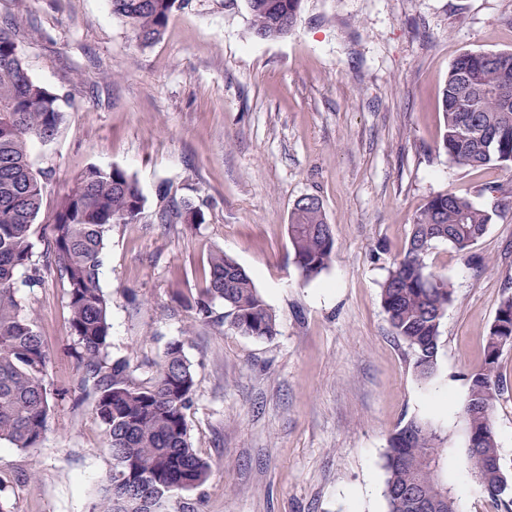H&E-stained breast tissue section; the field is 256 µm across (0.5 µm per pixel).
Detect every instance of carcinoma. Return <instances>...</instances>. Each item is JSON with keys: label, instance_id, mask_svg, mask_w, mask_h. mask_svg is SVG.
Returning a JSON list of instances; mask_svg holds the SVG:
<instances>
[{"label": "carcinoma", "instance_id": "cac0c4a2", "mask_svg": "<svg viewBox=\"0 0 512 512\" xmlns=\"http://www.w3.org/2000/svg\"><path fill=\"white\" fill-rule=\"evenodd\" d=\"M112 15L141 48L159 42L171 15L188 0H109ZM303 0H247L251 34L260 41L287 36L296 26ZM467 52L448 71L441 98L445 122L442 149L455 164H495L512 172V52ZM63 119L61 98L28 73L15 31L0 27V440L37 448L48 431L56 393L47 382L50 353L26 312L25 293L41 283V271L59 273L66 288L72 349L78 361L76 387L91 391L92 413L103 427L112 464L92 512H169L172 498L202 486L211 466L192 440L187 411L196 392L195 371L183 344L172 341L150 375L140 365L112 359L109 300L100 285L103 251L116 224H132L146 198L138 181L114 165L91 164L74 179L54 212L40 221L42 188L31 159L36 143L52 140ZM492 135L489 145L481 132ZM160 223L177 218L191 227L204 214L190 202L161 204ZM492 214L468 197L448 191L425 204L412 219L403 254L390 263L381 283V305L393 334L413 355L418 377L437 367L440 328L452 301L451 284L428 271L425 258L446 242L464 258L486 233ZM288 236L293 259L307 279L319 276L336 257L331 225L322 204L292 208ZM227 308L223 322L244 336L276 335V316L250 275L216 250L210 254L205 285L194 298V321H212L213 306ZM512 340V292H504L489 329L484 360L469 376L460 409L468 438V471L483 492L512 512L504 499L508 480L501 466L494 409L508 387L498 370ZM430 422L413 419L389 438L384 454L388 512H419L413 498L435 512H458V499L444 476L445 445Z\"/></svg>", "mask_w": 512, "mask_h": 512}]
</instances>
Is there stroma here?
Instances as JSON below:
<instances>
[{
    "instance_id": "1",
    "label": "stroma",
    "mask_w": 512,
    "mask_h": 512,
    "mask_svg": "<svg viewBox=\"0 0 512 512\" xmlns=\"http://www.w3.org/2000/svg\"><path fill=\"white\" fill-rule=\"evenodd\" d=\"M19 27L31 77L65 102L55 139L32 150L51 214L91 164L116 165L146 197L103 254L111 355L150 374L168 342L184 343L196 373L190 434L211 464L207 482L178 494L191 512H387L384 453L391 434L426 418L448 435L447 477L459 512H499L465 466L458 410L501 296L512 287V179L501 168L451 162L440 97L454 59L512 51V0H304L287 37L250 34L246 0H189L163 39L136 47L108 0H0ZM192 202L204 224H160L159 191ZM495 217L476 260L436 243L426 262L454 287L438 369L413 372L408 346L381 306L389 263L411 220L447 191ZM312 195L333 227L336 258L315 279L293 261L288 224ZM251 275L277 319L269 339L215 322L192 324L214 250ZM61 391L41 445L0 442L6 512H91L110 450L74 391L76 361L63 283L45 273L25 294ZM509 388L494 414L512 480Z\"/></svg>"
}]
</instances>
